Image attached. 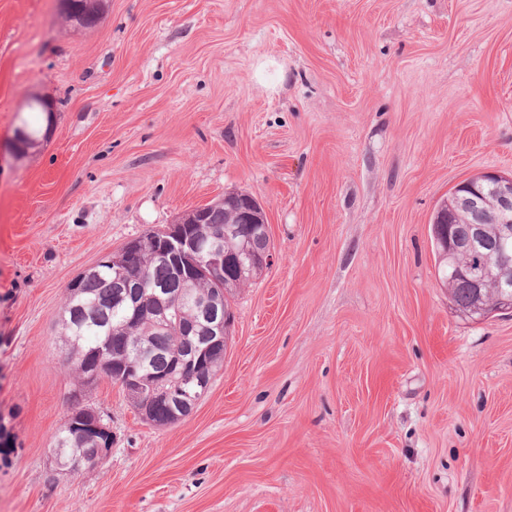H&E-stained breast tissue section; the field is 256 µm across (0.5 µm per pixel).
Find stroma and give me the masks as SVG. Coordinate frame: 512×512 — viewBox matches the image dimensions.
I'll return each instance as SVG.
<instances>
[{"instance_id": "obj_1", "label": "stroma", "mask_w": 512, "mask_h": 512, "mask_svg": "<svg viewBox=\"0 0 512 512\" xmlns=\"http://www.w3.org/2000/svg\"><path fill=\"white\" fill-rule=\"evenodd\" d=\"M57 104L18 159L26 94ZM512 172V0H0V512H512V314L463 313L430 222ZM228 191L275 261L176 424L104 381L112 453L51 456L67 285Z\"/></svg>"}]
</instances>
